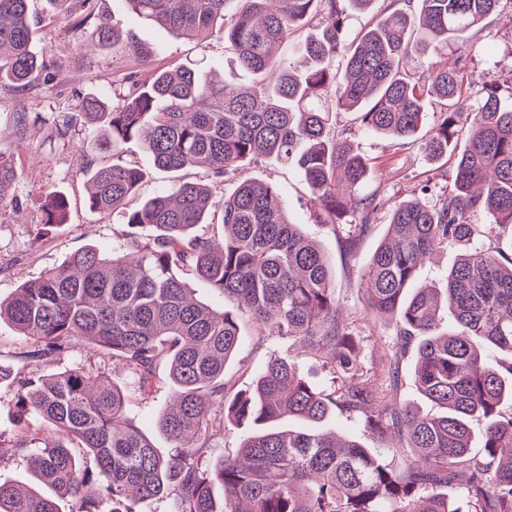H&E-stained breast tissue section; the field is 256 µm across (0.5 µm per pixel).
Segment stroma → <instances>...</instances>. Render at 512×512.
Returning <instances> with one entry per match:
<instances>
[{"label": "stroma", "instance_id": "stroma-1", "mask_svg": "<svg viewBox=\"0 0 512 512\" xmlns=\"http://www.w3.org/2000/svg\"><path fill=\"white\" fill-rule=\"evenodd\" d=\"M28 10L37 22L32 49L50 59L56 78L48 82L44 77H37L20 93L0 87V153L12 155L21 171L14 191L17 207L0 209V299L86 245H111L113 238L124 230L112 217L88 207L82 168L88 163L108 164L109 158L91 149L87 128L75 123L71 129L74 143L70 146L50 139L36 127L21 141L14 133L16 114L26 112L61 120L77 114L88 94L109 96L127 92L133 83L147 80L156 68L197 65L219 78L224 74L227 56L223 38L213 36L201 41L168 33L131 13L124 0H96L95 13L91 16L80 11L70 16H53L48 0H28ZM102 16L120 22L139 42L155 48L156 56L142 63L122 48L94 47V31ZM455 59L473 74L471 97H478L486 83L495 82L504 88L512 85V0H500L495 14L486 20L483 30L474 36L466 50L452 48L445 54L425 56L415 61L414 68L423 74ZM337 120L340 127L350 129L354 148L375 158L376 164L361 191L378 194L382 200L373 224L360 234L354 251H347L344 246V230L312 222L309 189L296 166L262 161L253 164L248 175L274 183L291 218L323 246L333 271L336 300L360 349V366L371 374L392 349L397 330L391 322L367 312L364 293L358 286L359 273L385 236L394 204L423 188L429 197L441 194L448 186L450 167L428 161L418 144L400 146L362 134L356 113H340ZM45 186L61 190L67 196L70 214L64 228L41 235L37 232L40 212L34 198ZM239 325L242 340L224 372L235 388H247L273 351L298 361L313 383L325 382V371L317 356L284 340L271 339L265 345H257L248 319L240 318ZM77 364L106 373L113 382L127 388L129 417L150 434L160 453H168L169 444L158 428L159 415L170 396L166 376L158 377L150 395H140L131 373L80 341L61 354L52 367L60 370ZM17 429L14 391L1 383L0 483L20 479L27 471L25 457L13 447Z\"/></svg>", "mask_w": 512, "mask_h": 512}]
</instances>
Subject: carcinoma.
<instances>
[{"mask_svg":"<svg viewBox=\"0 0 512 512\" xmlns=\"http://www.w3.org/2000/svg\"><path fill=\"white\" fill-rule=\"evenodd\" d=\"M144 20L190 38L219 32L231 50L227 68L251 77L229 86L202 69L156 70L111 104L95 94L80 113L96 148L112 164L85 170L89 206L120 217L126 231L110 248L88 244L0 299L30 344L24 359L48 365L85 340L123 364L145 396L160 368L172 400L159 421L173 451L160 455L126 416L127 391L77 365L34 377L16 373L22 420L16 447L28 457L27 483L0 484V512H512V361L491 365L484 349L512 357V253L484 239L512 233V93L486 84L474 101L473 77L459 63L420 80L414 56L468 42L499 0H403L346 39L349 11L375 0H125ZM232 15L231 22L225 17ZM298 45L303 61L278 54L312 17ZM98 41L145 61L148 52L117 22L98 21ZM27 0H0V84L19 91L37 72L53 79L31 49ZM443 118L422 132L427 99ZM360 114L361 130L420 142L426 156L451 157L447 192L431 202L395 204L389 231L360 272L369 310L395 323L401 348L417 341L416 390L444 412L423 414L381 400L360 373L356 345L339 313L328 258L287 212L277 187L245 176L260 159L294 164L312 196L316 222L365 231L380 207L359 192L371 162L336 131V113ZM39 116L17 113L19 136ZM470 125L463 147L459 132ZM141 144L157 168L197 171L134 208L144 174L124 160ZM228 175L237 186L216 196ZM18 170L0 153V207L13 203ZM38 234L66 224L67 200L52 188L36 196ZM489 211L497 224H475ZM218 223L221 239L197 232ZM460 249L443 288H415L434 251ZM197 280L241 303L258 335L293 340L318 354L332 386L313 385L299 366L272 356L247 391H233L224 369L237 350V317L194 297ZM453 321L442 330L441 310ZM339 411L364 418L400 448H367L324 429ZM34 418L52 433L30 430ZM481 419L480 437L471 421ZM249 425L235 455L210 459L226 423ZM484 452L471 454L474 441ZM469 473L463 504L448 493L455 472ZM224 488V497L215 488Z\"/></svg>","mask_w":512,"mask_h":512,"instance_id":"cac0c4a2","label":"carcinoma"}]
</instances>
